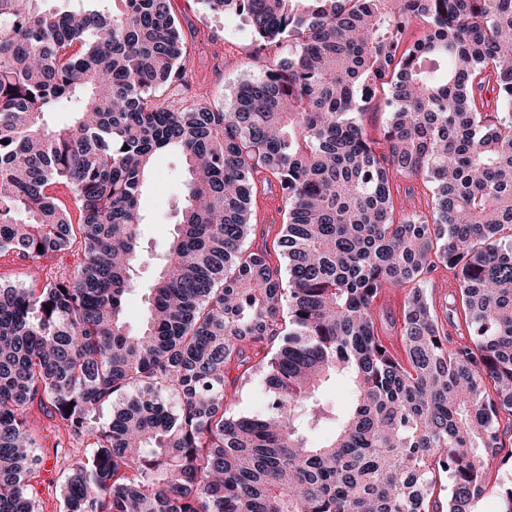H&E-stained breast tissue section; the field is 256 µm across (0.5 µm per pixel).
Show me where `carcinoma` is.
<instances>
[{
	"label": "carcinoma",
	"instance_id": "carcinoma-1",
	"mask_svg": "<svg viewBox=\"0 0 512 512\" xmlns=\"http://www.w3.org/2000/svg\"><path fill=\"white\" fill-rule=\"evenodd\" d=\"M52 2L0 0V252L83 258L38 292L0 283V512H39L34 403L90 448L60 457V512H473L512 432V0H202L292 50L227 110L157 99L189 55L171 0ZM384 86L381 153L354 114ZM169 150L190 180L149 257L139 199ZM260 168L288 210L251 251ZM398 175L433 185L431 210L394 218ZM151 259L133 332L123 302ZM435 260L458 281L455 339L423 288ZM385 285L407 289L401 357L376 327ZM257 343L270 401L238 414L226 374ZM336 379L346 410L322 394Z\"/></svg>",
	"mask_w": 512,
	"mask_h": 512
}]
</instances>
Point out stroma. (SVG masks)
<instances>
[{"instance_id": "stroma-1", "label": "stroma", "mask_w": 512, "mask_h": 512, "mask_svg": "<svg viewBox=\"0 0 512 512\" xmlns=\"http://www.w3.org/2000/svg\"><path fill=\"white\" fill-rule=\"evenodd\" d=\"M171 7L188 41L190 55L183 82L161 96L169 108L177 109L199 100L229 107L239 84L257 77L263 65L276 64L288 56L287 44L257 42L242 17L213 14L199 0H171ZM188 178L180 153H167L156 160L141 199L145 222L141 242L146 250L164 253L176 222L174 208L183 196ZM392 192L399 215L413 210L424 212L432 204V187L419 178L396 177ZM286 209L273 177L264 171L255 173L247 245L254 247L273 241ZM80 260L81 254L75 247L36 260H22L2 252L0 283L33 288L38 271L68 277ZM28 421L36 435V453L40 457L33 493L41 512H59L62 477L56 454L64 450L71 457H81L86 442L70 435L58 420L47 418L39 409L29 411Z\"/></svg>"}]
</instances>
